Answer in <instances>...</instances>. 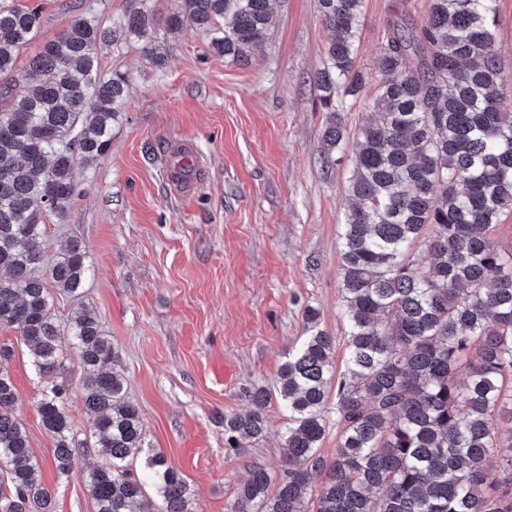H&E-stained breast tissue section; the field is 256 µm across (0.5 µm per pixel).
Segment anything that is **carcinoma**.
<instances>
[{"instance_id": "1", "label": "carcinoma", "mask_w": 512, "mask_h": 512, "mask_svg": "<svg viewBox=\"0 0 512 512\" xmlns=\"http://www.w3.org/2000/svg\"><path fill=\"white\" fill-rule=\"evenodd\" d=\"M364 5L318 0L330 31L316 76L329 112L327 166L345 140L342 113L369 81L356 66ZM497 14L498 0H429L423 24L405 14L389 24L340 225L345 370L335 378V341L307 307L315 332L276 380L288 417L281 473L252 469L227 512H512V414L503 417L512 401V252L494 240L512 213V112L499 94ZM187 17L232 62L248 61L273 27L270 0H177L167 30ZM119 35L150 51L155 14L143 4L108 29L81 12L43 38L38 9L0 0V327L19 330L44 382L37 411L57 473H72L90 449L102 458L86 475L96 512H194L163 454L147 459L142 476L130 468L144 432L95 310L75 309L64 326L51 312L49 287L79 297L90 266L77 239L46 260L43 214L63 218L82 193L75 167L107 153L127 111L125 76L104 75L96 52ZM38 39L17 73L20 50ZM66 333L90 442L72 433L54 383L68 368ZM333 383L337 448L328 458L320 444ZM247 398L248 412L224 414V441L236 451L264 434L272 393L257 387ZM15 403L0 370V512H52ZM314 475L323 476L317 488Z\"/></svg>"}]
</instances>
